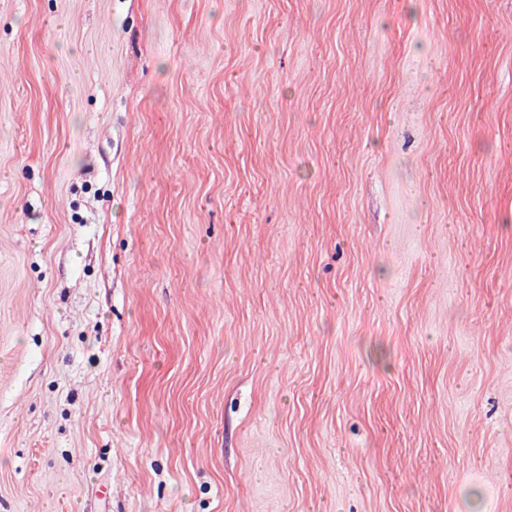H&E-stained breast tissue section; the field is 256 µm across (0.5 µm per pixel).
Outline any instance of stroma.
Wrapping results in <instances>:
<instances>
[{
    "mask_svg": "<svg viewBox=\"0 0 512 512\" xmlns=\"http://www.w3.org/2000/svg\"><path fill=\"white\" fill-rule=\"evenodd\" d=\"M0 512H512V0H0Z\"/></svg>",
    "mask_w": 512,
    "mask_h": 512,
    "instance_id": "obj_1",
    "label": "stroma"
}]
</instances>
